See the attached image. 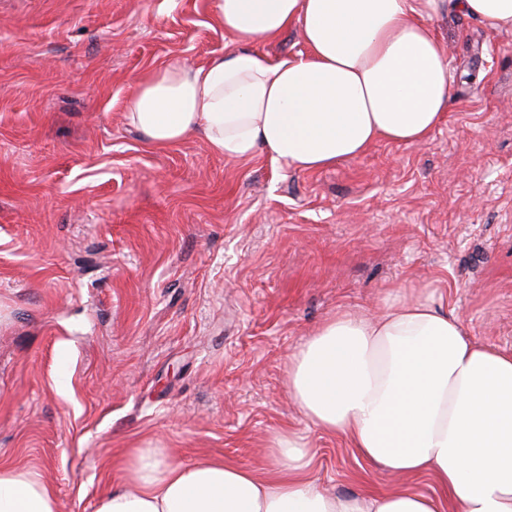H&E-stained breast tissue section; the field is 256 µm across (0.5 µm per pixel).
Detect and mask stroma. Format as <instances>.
<instances>
[{"mask_svg": "<svg viewBox=\"0 0 512 512\" xmlns=\"http://www.w3.org/2000/svg\"><path fill=\"white\" fill-rule=\"evenodd\" d=\"M453 100L427 142L316 171L166 149L135 79L229 42L214 0H0V460L95 512L152 441L267 469L302 432L339 495L391 487L288 395V356L341 310L433 284L512 351V28L448 12Z\"/></svg>", "mask_w": 512, "mask_h": 512, "instance_id": "1", "label": "stroma"}]
</instances>
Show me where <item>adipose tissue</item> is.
I'll return each mask as SVG.
<instances>
[{
	"mask_svg": "<svg viewBox=\"0 0 512 512\" xmlns=\"http://www.w3.org/2000/svg\"><path fill=\"white\" fill-rule=\"evenodd\" d=\"M451 10L512 27V0H215L232 47L203 66L138 77L125 107L152 146L203 138L211 154H259L299 171L358 158L375 144L417 145L446 120L448 60L432 25ZM298 30L296 55L264 43ZM288 392L305 419L342 435L408 488L338 496L312 475L303 435L268 440L265 473L222 459L186 464L172 449H126L132 490L106 488L96 512H512V353L477 343L436 289L341 311L290 356ZM0 512H59L35 471L0 462Z\"/></svg>",
	"mask_w": 512,
	"mask_h": 512,
	"instance_id": "adipose-tissue-1",
	"label": "adipose tissue"
}]
</instances>
